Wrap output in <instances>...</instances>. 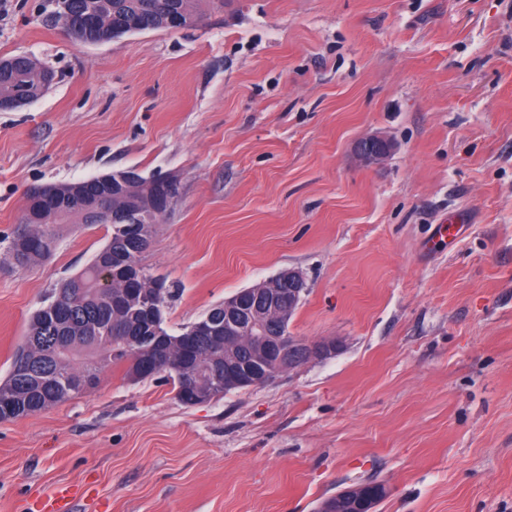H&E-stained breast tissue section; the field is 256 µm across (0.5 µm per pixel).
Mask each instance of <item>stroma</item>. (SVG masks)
Listing matches in <instances>:
<instances>
[{"label":"stroma","mask_w":512,"mask_h":512,"mask_svg":"<svg viewBox=\"0 0 512 512\" xmlns=\"http://www.w3.org/2000/svg\"><path fill=\"white\" fill-rule=\"evenodd\" d=\"M46 4L0 12V58L55 75L0 109V242L29 187L171 174L142 260L166 330L296 268L291 335L343 346L194 406L115 366L0 421V512L62 485L69 512H314L371 480L372 512H512V0H198L193 27L82 46ZM372 135L393 144L377 164ZM53 230L49 258L0 260V378L111 234Z\"/></svg>","instance_id":"1"}]
</instances>
